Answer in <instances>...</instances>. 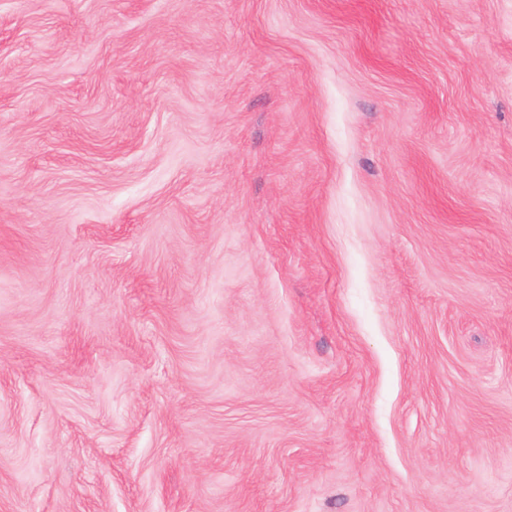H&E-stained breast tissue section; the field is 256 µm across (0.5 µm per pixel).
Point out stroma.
Wrapping results in <instances>:
<instances>
[{
  "label": "stroma",
  "instance_id": "35a3bbf8",
  "mask_svg": "<svg viewBox=\"0 0 512 512\" xmlns=\"http://www.w3.org/2000/svg\"><path fill=\"white\" fill-rule=\"evenodd\" d=\"M0 512H512V0H0Z\"/></svg>",
  "mask_w": 512,
  "mask_h": 512
}]
</instances>
